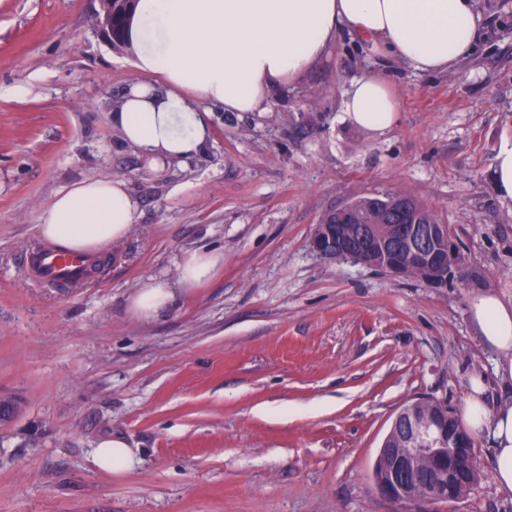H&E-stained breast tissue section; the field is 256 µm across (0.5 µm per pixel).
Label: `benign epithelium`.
<instances>
[{
  "instance_id": "1",
  "label": "benign epithelium",
  "mask_w": 512,
  "mask_h": 512,
  "mask_svg": "<svg viewBox=\"0 0 512 512\" xmlns=\"http://www.w3.org/2000/svg\"><path fill=\"white\" fill-rule=\"evenodd\" d=\"M102 12L97 27L107 42H112V0H101ZM394 224H366L362 226L364 252L373 268H381L396 278L415 276L432 285L443 282L446 269L460 275L465 262L443 227L426 224L415 227L407 236L406 249L410 252L416 271L406 269L395 259ZM313 252L330 259L352 258L355 252L351 242L336 235V225L324 217L311 239ZM413 408L410 414L401 410L393 420L389 432L404 423V448H380L376 461L382 462V477L375 481L378 493L400 504L457 503L467 499L476 486L473 476L475 450L465 447L462 437L453 434L444 437L442 425L454 416L444 399L415 398L407 402Z\"/></svg>"
}]
</instances>
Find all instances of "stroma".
<instances>
[{
    "mask_svg": "<svg viewBox=\"0 0 512 512\" xmlns=\"http://www.w3.org/2000/svg\"><path fill=\"white\" fill-rule=\"evenodd\" d=\"M479 7L460 69L395 65L385 131L345 118V90L377 66L342 38L264 111L213 106L202 156L152 168L112 127V95L138 72L98 34L99 0H0V394L18 400L0 426V512H417L377 493L378 450L410 399L460 407L467 375L491 369L469 299L512 297V200L492 181L512 137V0ZM101 176L128 180L132 234L84 285L33 282L42 207ZM382 192L438 213L465 279L311 250L325 214ZM203 248L224 253L211 282L153 319L130 312L136 288ZM107 437L133 451L122 474L94 462ZM475 447L474 491L433 512H512L488 442Z\"/></svg>",
    "mask_w": 512,
    "mask_h": 512,
    "instance_id": "35a3bbf8",
    "label": "stroma"
}]
</instances>
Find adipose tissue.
Listing matches in <instances>:
<instances>
[{
  "label": "adipose tissue",
  "instance_id": "adipose-tissue-1",
  "mask_svg": "<svg viewBox=\"0 0 512 512\" xmlns=\"http://www.w3.org/2000/svg\"><path fill=\"white\" fill-rule=\"evenodd\" d=\"M482 25L477 0H138L128 45L140 78L112 110V125L147 162L185 164L209 141L210 105L262 111L274 90L310 70L339 37L420 74L448 73L471 57ZM344 111L357 126L391 127L398 107L389 78L355 79ZM136 222L125 179H83L43 208L37 233L50 247L96 260ZM223 263L218 252H185L175 262V283L151 279L131 294L132 314L154 318ZM468 314L494 368L468 376L456 418L473 439L488 440L496 489L512 497V396L489 395L490 379L512 386V299L478 292Z\"/></svg>",
  "mask_w": 512,
  "mask_h": 512
}]
</instances>
